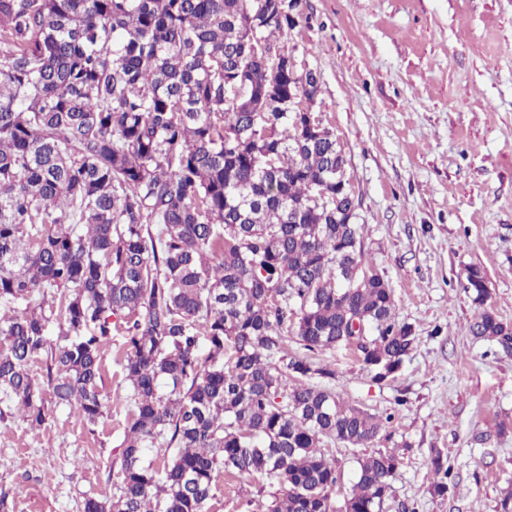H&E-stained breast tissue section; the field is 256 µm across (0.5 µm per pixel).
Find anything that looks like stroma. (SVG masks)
<instances>
[{"mask_svg":"<svg viewBox=\"0 0 512 512\" xmlns=\"http://www.w3.org/2000/svg\"><path fill=\"white\" fill-rule=\"evenodd\" d=\"M288 38L298 69L320 74L313 103L336 134L366 258L388 282L398 320L418 336L398 377L375 381L353 350L321 354L349 403L390 416L376 445L324 442L336 500L359 457L380 449L402 466L383 512H499L512 492V355L474 337L463 289L486 274L487 308L512 322V0H303ZM113 331L102 359L109 418L95 430L68 407L39 434L0 421V491L14 512H79L115 491L131 410ZM454 468L431 492V451ZM277 482L218 477L206 512H253Z\"/></svg>","mask_w":512,"mask_h":512,"instance_id":"1","label":"stroma"}]
</instances>
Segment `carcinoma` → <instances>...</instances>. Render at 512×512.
Here are the masks:
<instances>
[{
  "instance_id": "carcinoma-1",
  "label": "carcinoma",
  "mask_w": 512,
  "mask_h": 512,
  "mask_svg": "<svg viewBox=\"0 0 512 512\" xmlns=\"http://www.w3.org/2000/svg\"><path fill=\"white\" fill-rule=\"evenodd\" d=\"M281 0H0V409L35 432L65 405L88 426L112 328L132 404L112 498L81 512H205L224 472L277 481L260 512H337L328 438L378 439L390 417L288 353L352 347L379 383L416 342L358 247L336 135L311 111L319 76L296 69ZM473 336L512 355L486 307ZM368 326L351 344V318ZM56 322L64 343L52 347ZM208 353H200V341ZM45 362L46 382L31 364ZM163 448L162 468L145 452ZM402 460H357L345 512H381ZM433 493H448L434 452Z\"/></svg>"
}]
</instances>
